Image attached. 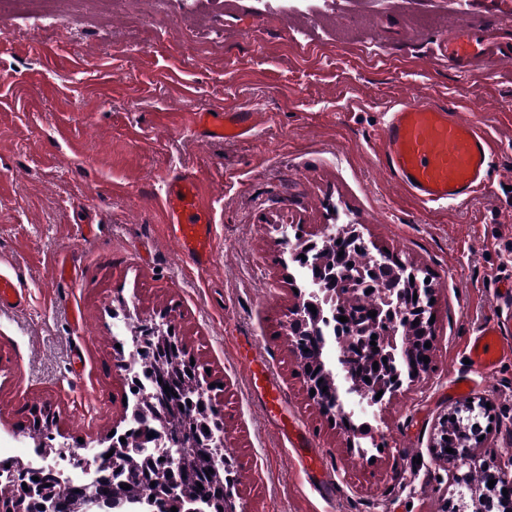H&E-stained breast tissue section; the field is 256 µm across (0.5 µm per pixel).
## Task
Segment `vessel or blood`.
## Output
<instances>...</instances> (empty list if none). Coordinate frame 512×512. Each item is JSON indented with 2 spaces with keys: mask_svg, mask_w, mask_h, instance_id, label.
<instances>
[{
  "mask_svg": "<svg viewBox=\"0 0 512 512\" xmlns=\"http://www.w3.org/2000/svg\"><path fill=\"white\" fill-rule=\"evenodd\" d=\"M449 65L468 72L495 60L512 58V42L491 37L475 24L457 25L441 47ZM193 128L200 137L228 140L250 130V115L216 106L196 113ZM378 156L384 173L411 194L423 207L448 206L488 191V175L494 160L491 139L480 123L434 103L403 102L392 106L381 135ZM167 223L170 238L184 258L199 268L217 258L211 210L202 198L200 183L191 175L171 179L166 188ZM27 295L11 277L0 274V309L23 310ZM497 321L476 329L468 358L473 372H496L512 359V340ZM251 387L259 389L266 415H274L282 394L269 369L250 370ZM282 435L304 468L318 477L322 489L332 478L313 453L298 428Z\"/></svg>",
  "mask_w": 512,
  "mask_h": 512,
  "instance_id": "vessel-or-blood-1",
  "label": "vessel or blood"
}]
</instances>
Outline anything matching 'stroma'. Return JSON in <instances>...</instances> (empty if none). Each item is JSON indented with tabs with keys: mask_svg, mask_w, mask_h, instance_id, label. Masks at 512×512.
Here are the masks:
<instances>
[{
	"mask_svg": "<svg viewBox=\"0 0 512 512\" xmlns=\"http://www.w3.org/2000/svg\"><path fill=\"white\" fill-rule=\"evenodd\" d=\"M44 17L0 11V268L28 291L0 310V445L33 455L31 407L56 416L52 457L125 430L131 382L118 344L167 316L208 365L224 446L248 512H452L454 468L434 449L466 403L492 423L476 457L512 480V361L472 375L473 331L512 329V60L469 73L438 47L457 0H50ZM473 23L512 39V0H469ZM447 106L494 141L489 191L425 209L375 154L388 109ZM252 115L235 141L192 132L215 105ZM201 182L219 259L190 265L168 238L165 187ZM354 225L370 255L414 265L435 294L431 368L386 395L357 438L306 389L286 337L296 275L280 225L319 239ZM76 279H57L60 263ZM267 364L282 413L311 441L335 493L287 456L249 385Z\"/></svg>",
	"mask_w": 512,
	"mask_h": 512,
	"instance_id": "stroma-1",
	"label": "stroma"
}]
</instances>
